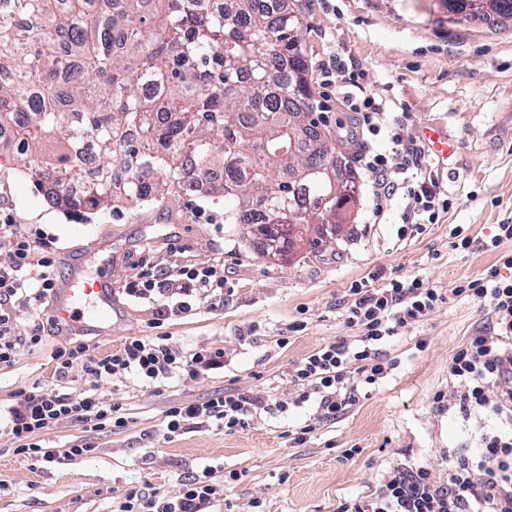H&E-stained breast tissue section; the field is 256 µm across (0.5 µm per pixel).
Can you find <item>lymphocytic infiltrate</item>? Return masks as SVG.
Wrapping results in <instances>:
<instances>
[{
	"mask_svg": "<svg viewBox=\"0 0 512 512\" xmlns=\"http://www.w3.org/2000/svg\"><path fill=\"white\" fill-rule=\"evenodd\" d=\"M350 109L361 133L358 160L371 176L373 217L382 216L399 197L405 203L402 221L413 230L436 220L448 200L424 173V144L401 136V120L390 118L382 100L354 98ZM383 133L391 147L382 151L370 140ZM507 240H512V224H501L483 247L499 251ZM0 244L7 245L10 254L9 264L0 265L2 369L16 364L21 349L41 343L43 325H34L28 335L18 334V309L45 304L58 277L44 231L22 229L12 214L2 210ZM224 285L220 262L207 266L145 262L123 291L151 307L149 325L157 328L201 304L222 306ZM350 293L353 301L345 310L344 323L355 331V339L341 336L321 345L292 371L293 403L310 407L313 417L311 424L295 432L296 444L306 443L317 423L343 417L356 404L360 385H375L387 378L397 362L383 352L385 339L396 329L423 321L445 301L441 292L419 278H392L379 288L360 281L352 284ZM452 293L488 303L491 323L455 349L448 378L458 390L451 399L436 392L433 405L442 410L451 404L466 416L487 413L498 420V427L480 432L474 454H443L439 473L423 466L386 468L372 492L340 503L337 512H512V253H500L497 266L461 282ZM223 368L222 348H188L163 335L126 337L120 348L106 355L95 354L85 343H70L53 352L49 382H33L0 405V440L15 444L17 454L36 464L82 457L91 453V445L74 441L65 447L53 446L45 436L69 423L93 431L126 428L129 419L123 402L106 397L104 386L132 378L141 387L156 389L168 379L194 380ZM80 376L90 378V388H77ZM271 408L269 395L241 389L176 404L163 413V438L169 441L211 424L231 432ZM240 478L235 471L221 475L216 468L205 467L185 476L172 492L130 489L113 498L112 512H224V492Z\"/></svg>",
	"mask_w": 512,
	"mask_h": 512,
	"instance_id": "1",
	"label": "lymphocytic infiltrate"
}]
</instances>
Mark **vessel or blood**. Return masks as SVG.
<instances>
[{
	"instance_id": "b4317fda",
	"label": "vessel or blood",
	"mask_w": 512,
	"mask_h": 512,
	"mask_svg": "<svg viewBox=\"0 0 512 512\" xmlns=\"http://www.w3.org/2000/svg\"><path fill=\"white\" fill-rule=\"evenodd\" d=\"M421 137L439 162H447L454 150L447 131L427 125ZM112 312L111 266H98L92 273L75 266L59 278L51 315L61 327L106 331L112 326Z\"/></svg>"
}]
</instances>
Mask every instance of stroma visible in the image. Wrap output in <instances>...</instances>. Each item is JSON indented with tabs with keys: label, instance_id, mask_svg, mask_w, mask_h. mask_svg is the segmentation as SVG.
Segmentation results:
<instances>
[{
	"label": "stroma",
	"instance_id": "1",
	"mask_svg": "<svg viewBox=\"0 0 512 512\" xmlns=\"http://www.w3.org/2000/svg\"><path fill=\"white\" fill-rule=\"evenodd\" d=\"M300 17L309 70L307 79L319 127L332 134L351 122L348 97L374 96L390 112L407 113L403 137L422 126L447 129L456 149L442 167H432L449 201L446 212L421 232L401 233L402 199H394L380 223L370 221L371 196L364 171L347 212V226L331 243L301 246L285 260L260 252L257 229L224 221V197L210 186L185 195L166 194L141 206L103 207L80 220L53 207L34 178L13 164L0 166V208L23 228H42L59 273L72 266L114 270L112 328L85 336L105 355L129 336L153 332L186 347H221L222 373L173 381L156 390L124 388L130 417L120 431H84L64 425L51 444L82 440L92 454L61 464L31 465L12 444L0 441V512H111L112 498L150 485L175 489L179 480L206 466L241 472L227 494V512H247L260 497V512H336L342 501L371 492L377 475L399 463L438 469L443 452L473 453L476 436L493 419L457 408L437 410L436 392L453 393L448 363L457 345L490 323L488 308L452 296L460 281L485 273L500 253L483 247L497 225L512 220V19L458 23L448 19L445 0H288ZM339 55L358 73L357 84L322 85L319 66ZM464 227L470 249L452 250L449 231ZM224 261L231 290L222 307L208 306L164 321L152 330L146 304L120 293L123 281L143 260ZM384 271L420 278L447 300L426 320L398 329L383 345L397 360L392 374L339 420L317 426L307 442L293 446L309 414L293 407L289 374L307 354L348 335L343 313L352 303V283ZM299 331H292V324ZM287 338L279 346V338ZM69 333L44 336L23 350L18 363L0 369V400L49 378L50 355ZM238 388L271 392L285 412L261 415L245 428L193 429L164 441V411ZM356 449L353 459L345 449Z\"/></svg>",
	"mask_w": 512,
	"mask_h": 512
}]
</instances>
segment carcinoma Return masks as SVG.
<instances>
[{
  "label": "carcinoma",
  "instance_id": "1",
  "mask_svg": "<svg viewBox=\"0 0 512 512\" xmlns=\"http://www.w3.org/2000/svg\"><path fill=\"white\" fill-rule=\"evenodd\" d=\"M482 1L446 0L475 17ZM6 0L0 8V160L46 179L75 215L194 191L224 169V223H308L336 171L348 178L326 223L339 224L356 176L313 118L300 24L287 0ZM92 147L124 172L81 159Z\"/></svg>",
  "mask_w": 512,
  "mask_h": 512
}]
</instances>
